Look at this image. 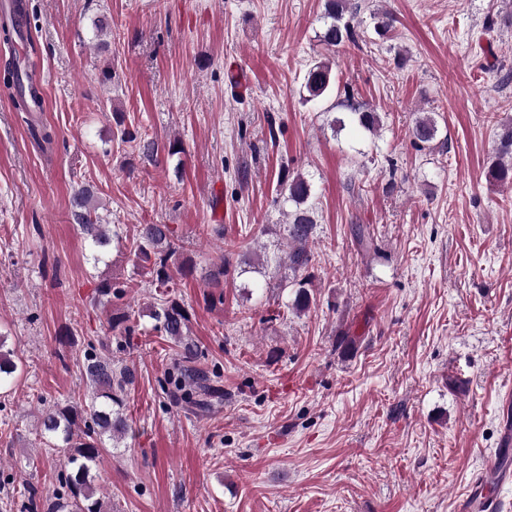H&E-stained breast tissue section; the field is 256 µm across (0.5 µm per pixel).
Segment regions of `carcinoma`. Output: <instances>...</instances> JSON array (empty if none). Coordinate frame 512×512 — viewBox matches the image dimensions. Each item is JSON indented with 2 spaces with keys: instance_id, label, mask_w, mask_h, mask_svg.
<instances>
[{
  "instance_id": "obj_1",
  "label": "carcinoma",
  "mask_w": 512,
  "mask_h": 512,
  "mask_svg": "<svg viewBox=\"0 0 512 512\" xmlns=\"http://www.w3.org/2000/svg\"><path fill=\"white\" fill-rule=\"evenodd\" d=\"M358 5L350 0H324L325 28L320 42L328 51H336L360 39L355 26ZM8 73L16 91L14 104L17 109L29 112L37 99L33 74L20 64L12 62ZM304 88L306 101L328 97L336 88L332 65L318 61L306 71ZM344 98L338 105L354 116L358 125L368 132L383 126L382 116L356 100L352 87H343ZM438 128L433 118L419 117L412 129L414 144L418 148L431 143ZM122 140L135 143L141 157L158 156L159 144L152 138L140 136L124 129ZM491 182H512V121L502 122L496 130L495 159L487 170ZM284 202L295 205L287 224L288 252L286 263L294 274L291 306L298 312L306 311L312 303L308 269L313 256L308 243L314 232L315 220L307 206L314 195L313 182L296 175L286 183ZM93 191L80 188L73 196V216L82 233L91 240L92 259L104 260L105 249L121 245L120 225L104 224L92 205ZM184 242L169 224H139L136 226L128 259L134 267L148 269L154 302L149 317L154 328L180 348V358L174 371L167 374L161 384L163 393L175 403L184 402L198 407L206 405L204 397L213 393L208 371L201 366V357L187 336L190 313L176 296L175 288L181 279L193 275L194 269L183 257ZM112 331L130 339L136 334L131 313L114 308L109 315ZM9 336L0 332V386L8 385L17 371L15 351L8 346ZM80 373L87 384L84 401L72 404L54 403L39 413V436L45 451L62 452L64 467L58 474L62 493L50 502L38 503L30 499L31 512H103V502L97 496V476L94 470L105 448H119L132 432L126 414L125 396L135 383V370L112 353L110 344L99 341L88 343L79 363Z\"/></svg>"
}]
</instances>
